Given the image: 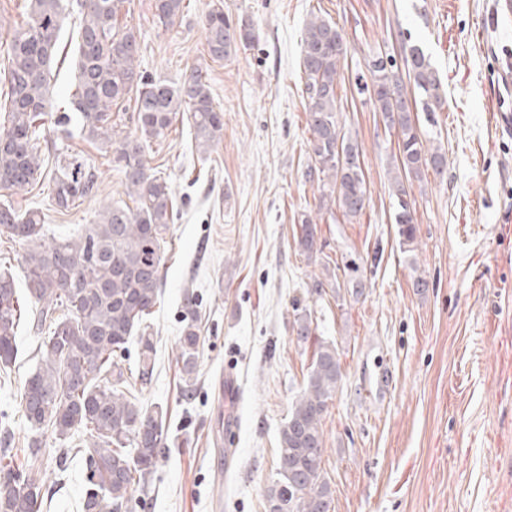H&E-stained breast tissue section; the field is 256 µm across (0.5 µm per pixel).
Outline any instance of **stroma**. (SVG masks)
<instances>
[{
  "label": "stroma",
  "instance_id": "35a3bbf8",
  "mask_svg": "<svg viewBox=\"0 0 512 512\" xmlns=\"http://www.w3.org/2000/svg\"><path fill=\"white\" fill-rule=\"evenodd\" d=\"M498 0H184L171 27L155 0H127L118 22L141 33L140 68L170 81L202 68L224 131L201 155L187 119L146 149L180 211L166 234L153 327L148 403L168 408V446L132 512H265L278 431L305 385L313 346L292 330L310 312L315 338L333 343L342 384L323 421L322 468L330 512H512V137L497 113L512 97L496 85L512 49ZM216 6L253 27L257 39L212 60L203 30ZM341 29L347 54L338 103L342 131L362 149L369 202L361 216L333 220L303 173L310 161L301 93V34L310 13ZM419 45L448 90V108L421 121L427 145L448 154L444 175L409 184L417 219L414 251L399 243L391 179L396 131L370 98L371 64ZM72 60L51 77L43 118L47 173L78 158L94 169L92 193L72 210H51L43 187L12 196L17 209L46 212L49 235H71L102 205L127 200L113 152L83 139L70 112ZM316 224V251L297 244L303 215ZM357 261L364 293L337 295L343 267ZM429 282L413 286L417 275ZM197 307L196 380L185 386L178 340L186 297ZM0 415L13 447L32 431L21 389L39 363L40 335L17 332ZM242 392L224 400V374ZM41 512H82L81 455L43 467Z\"/></svg>",
  "mask_w": 512,
  "mask_h": 512
}]
</instances>
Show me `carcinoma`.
<instances>
[{
  "label": "carcinoma",
  "mask_w": 512,
  "mask_h": 512,
  "mask_svg": "<svg viewBox=\"0 0 512 512\" xmlns=\"http://www.w3.org/2000/svg\"><path fill=\"white\" fill-rule=\"evenodd\" d=\"M125 0H79L82 22L74 51L75 80L71 104L82 137L98 146H115L126 193L135 203L103 207L74 237L45 240V214L24 212L0 203V233L26 245L22 255L25 292L41 305L32 326L46 331L39 367L26 380L20 404L35 432L27 455L42 453V437L72 444L87 463L82 512H128L136 488L148 477L168 447L167 413L141 397L151 381L154 346L146 322L156 304L166 233L175 219L169 182L148 171L145 150L166 136L180 114L188 113L200 152H210L224 130V112L214 105L203 70L196 68L179 83L139 70V33L117 26ZM183 0H155V17L169 27L180 17ZM65 0H30L26 20L5 41L8 92L0 101V190L27 193L43 179L40 150L43 116L51 108L49 76L64 51L60 39ZM208 55L221 60L251 43L256 33L216 7L204 22ZM338 27L310 13L302 35V96L310 133L311 164L305 180L316 185L319 208L336 206L346 220L362 214L367 187L358 143L342 133L337 106L338 76L347 49L337 40ZM372 64L376 111L385 126L397 130L398 155L392 179L394 224L400 244L414 245L417 226L405 180L419 177L447 161L439 147L428 149L419 117L448 106L447 91L422 48L402 59ZM406 80L392 85L390 76ZM134 100L136 132L122 136L112 110ZM346 146L336 156V141ZM95 174L73 160L49 180L57 210L75 206L94 188ZM316 228L303 216L297 244L311 254ZM21 299L13 275L0 273V373L7 374L17 353ZM311 314H295L298 339L313 333ZM138 344L136 370L115 360L131 340ZM200 336L189 322L179 337L185 381L192 380ZM342 380L336 346L320 343L307 381L294 400L279 433L276 477L265 493L267 512H329L331 490L321 467L322 421ZM38 478L18 463L11 448H0V512H41Z\"/></svg>",
  "instance_id": "obj_1"
}]
</instances>
